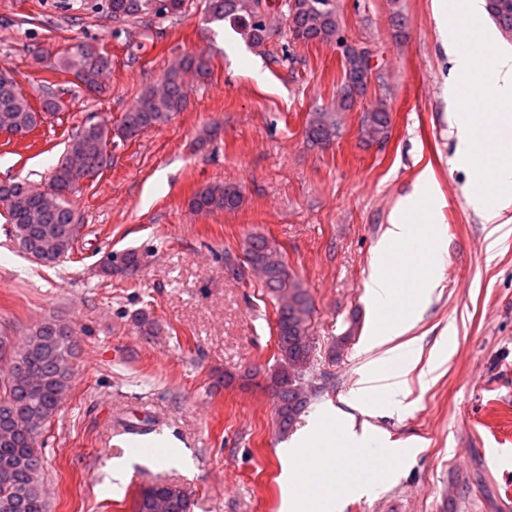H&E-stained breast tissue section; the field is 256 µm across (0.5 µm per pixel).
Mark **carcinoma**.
Instances as JSON below:
<instances>
[{"instance_id": "obj_1", "label": "carcinoma", "mask_w": 512, "mask_h": 512, "mask_svg": "<svg viewBox=\"0 0 512 512\" xmlns=\"http://www.w3.org/2000/svg\"><path fill=\"white\" fill-rule=\"evenodd\" d=\"M118 20L142 15L173 14L182 0H104ZM267 0H209V20L229 22L253 46L269 36ZM486 11L502 35L512 41V0H486ZM288 30L300 42L335 38L339 17L335 0H289ZM370 54L350 47L344 54V83L340 91L348 106L367 86L372 74ZM53 68L72 74L89 93L106 90L105 76L112 70L108 53L91 43H81L58 54ZM182 70L207 71V60L190 56L180 70L168 72L160 87L144 91L123 113L116 129L86 123L72 134L67 153L52 176L51 188L41 191L22 181L0 182V205L10 233L36 263L51 267L75 254L78 219L69 195L107 165L112 136L131 139L141 131L167 123L184 105ZM63 90L46 86L42 111H35L18 90L13 76L0 71V129L17 139L25 138L44 115L61 108ZM389 112L382 104L365 112L361 134L369 142L382 143L388 135ZM306 138L314 145L333 142L339 135L334 112H316L308 121ZM241 188L233 184L211 185L191 199L198 212L234 210L242 202ZM144 254L128 249L119 263H105V277L135 271ZM225 267L243 279L246 270L262 274L265 286L276 296V364L266 374L267 388L275 402L276 424L288 432L306 408L310 393L306 377L313 372L312 345L307 334L312 305L307 291L288 275L276 244L262 235L248 237L241 255L224 257ZM75 340L71 327L59 320L42 322L13 351L11 337L0 336V358L11 354L7 374L0 375V512H49L44 488L45 458L39 438L55 416L71 387ZM189 493L180 485L156 482L136 491L133 512H190Z\"/></svg>"}]
</instances>
